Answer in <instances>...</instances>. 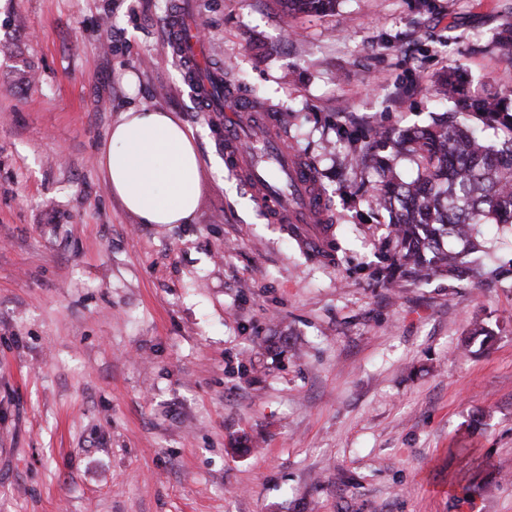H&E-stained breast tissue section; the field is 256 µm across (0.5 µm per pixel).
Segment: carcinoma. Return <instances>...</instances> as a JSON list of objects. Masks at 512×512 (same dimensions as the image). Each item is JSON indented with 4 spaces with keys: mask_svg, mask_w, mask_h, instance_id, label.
I'll use <instances>...</instances> for the list:
<instances>
[{
    "mask_svg": "<svg viewBox=\"0 0 512 512\" xmlns=\"http://www.w3.org/2000/svg\"><path fill=\"white\" fill-rule=\"evenodd\" d=\"M288 11L326 13L335 0H285ZM438 91L448 110L412 129L382 128L368 142L351 139L355 165L373 169L365 190L376 213H385L386 236L373 276L392 288L407 281L478 273L471 256L485 250L483 228L512 224V97L472 94L457 71L444 73ZM488 129L504 133L489 142ZM409 157L411 181L394 167Z\"/></svg>",
    "mask_w": 512,
    "mask_h": 512,
    "instance_id": "cac0c4a2",
    "label": "carcinoma"
}]
</instances>
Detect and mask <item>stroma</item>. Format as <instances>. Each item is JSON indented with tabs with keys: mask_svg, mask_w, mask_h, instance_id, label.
Here are the masks:
<instances>
[{
	"mask_svg": "<svg viewBox=\"0 0 512 512\" xmlns=\"http://www.w3.org/2000/svg\"><path fill=\"white\" fill-rule=\"evenodd\" d=\"M195 2L225 78L316 163L336 257L226 168L167 46L179 0H0V512H512V230L481 283L391 294L339 134L425 125L447 70L512 89V0ZM132 105L192 131V223H139L98 168Z\"/></svg>",
	"mask_w": 512,
	"mask_h": 512,
	"instance_id": "obj_1",
	"label": "stroma"
}]
</instances>
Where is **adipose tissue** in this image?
I'll return each mask as SVG.
<instances>
[{"instance_id": "adipose-tissue-1", "label": "adipose tissue", "mask_w": 512, "mask_h": 512, "mask_svg": "<svg viewBox=\"0 0 512 512\" xmlns=\"http://www.w3.org/2000/svg\"><path fill=\"white\" fill-rule=\"evenodd\" d=\"M96 163L140 223H190L199 205L201 159L192 133L172 113L129 107L110 128Z\"/></svg>"}]
</instances>
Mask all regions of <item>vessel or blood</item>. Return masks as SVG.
<instances>
[{
	"label": "vessel or blood",
	"instance_id": "b4317fda",
	"mask_svg": "<svg viewBox=\"0 0 512 512\" xmlns=\"http://www.w3.org/2000/svg\"><path fill=\"white\" fill-rule=\"evenodd\" d=\"M171 41L182 48L193 73L210 67L197 47L195 23L189 12L171 23ZM224 160L254 195L268 219L289 225L313 256L328 251L333 231L323 222V202L303 161L268 129V118L254 104L229 95L224 99Z\"/></svg>",
	"mask_w": 512,
	"mask_h": 512
}]
</instances>
